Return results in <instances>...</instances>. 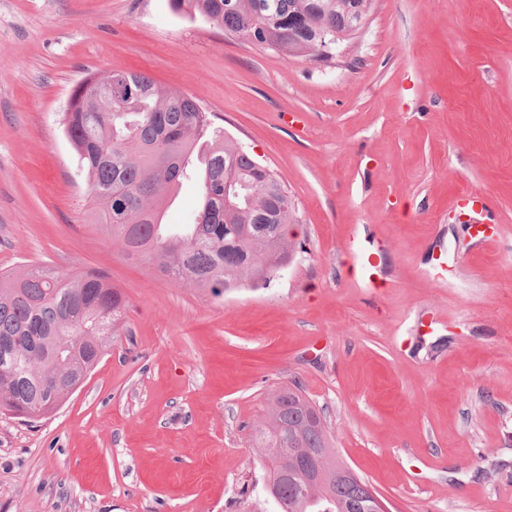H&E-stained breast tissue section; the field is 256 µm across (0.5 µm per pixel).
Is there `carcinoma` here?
I'll return each instance as SVG.
<instances>
[{"label":"carcinoma","mask_w":512,"mask_h":512,"mask_svg":"<svg viewBox=\"0 0 512 512\" xmlns=\"http://www.w3.org/2000/svg\"><path fill=\"white\" fill-rule=\"evenodd\" d=\"M373 0H170L285 57H318L322 35L343 42ZM64 131L79 156L93 221L122 255L148 261L169 282L224 296L270 283L288 266V188L178 89L136 71L91 73L73 89ZM200 205L188 224H165L164 205L190 180ZM126 297L95 270L66 275L46 264L0 273V413L56 411L112 346ZM277 512H368L370 484L338 455L320 411L296 385L273 394L253 429Z\"/></svg>","instance_id":"1"}]
</instances>
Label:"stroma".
I'll use <instances>...</instances> for the list:
<instances>
[{
  "instance_id": "stroma-1",
  "label": "stroma",
  "mask_w": 512,
  "mask_h": 512,
  "mask_svg": "<svg viewBox=\"0 0 512 512\" xmlns=\"http://www.w3.org/2000/svg\"><path fill=\"white\" fill-rule=\"evenodd\" d=\"M112 70L195 97L288 187L304 250L269 285L175 286L93 224L63 115ZM39 263L128 308L56 412L0 415V512H273L251 433L294 382L390 512H512V0H374L326 63L169 0H0V269Z\"/></svg>"
}]
</instances>
